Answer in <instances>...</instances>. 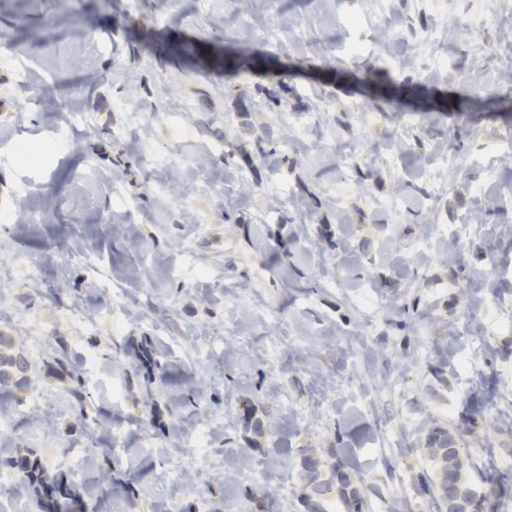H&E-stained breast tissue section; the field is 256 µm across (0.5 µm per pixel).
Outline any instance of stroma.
<instances>
[{
    "label": "stroma",
    "instance_id": "stroma-1",
    "mask_svg": "<svg viewBox=\"0 0 512 512\" xmlns=\"http://www.w3.org/2000/svg\"><path fill=\"white\" fill-rule=\"evenodd\" d=\"M510 28L477 0H0V335L31 366L0 512H38L21 459L85 512H304L306 451L362 512H443L436 427L512 506V112L407 128L365 96L512 104ZM425 95L424 89L408 82L390 81L382 84L370 94L373 102H380L384 108L376 104L383 112H397L402 106L413 105Z\"/></svg>",
    "mask_w": 512,
    "mask_h": 512
}]
</instances>
